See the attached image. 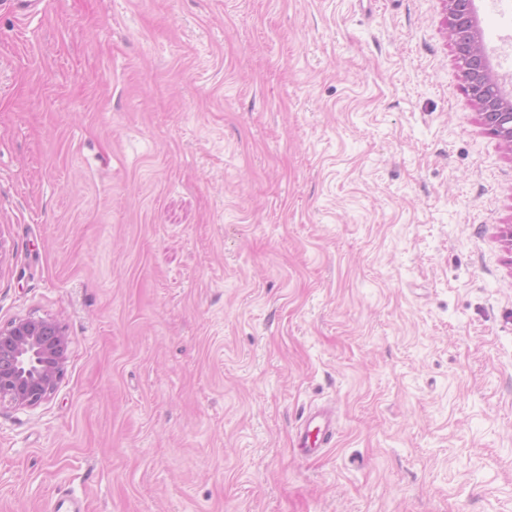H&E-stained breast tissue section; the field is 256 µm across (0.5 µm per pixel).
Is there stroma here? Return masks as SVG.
<instances>
[{
    "mask_svg": "<svg viewBox=\"0 0 512 512\" xmlns=\"http://www.w3.org/2000/svg\"><path fill=\"white\" fill-rule=\"evenodd\" d=\"M510 224L441 0L0 5V512H512ZM68 337L53 319L20 318L0 329V409H31L56 391ZM336 431V418L331 409H310L297 428L296 442L304 453L317 452L331 444Z\"/></svg>",
    "mask_w": 512,
    "mask_h": 512,
    "instance_id": "35a3bbf8",
    "label": "stroma"
}]
</instances>
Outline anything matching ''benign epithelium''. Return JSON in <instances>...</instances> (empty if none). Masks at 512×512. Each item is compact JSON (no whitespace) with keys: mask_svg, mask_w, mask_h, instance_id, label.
Listing matches in <instances>:
<instances>
[{"mask_svg":"<svg viewBox=\"0 0 512 512\" xmlns=\"http://www.w3.org/2000/svg\"><path fill=\"white\" fill-rule=\"evenodd\" d=\"M442 3L464 91L490 134L512 151V99L490 73L472 0ZM68 344L53 319L20 318L1 328L0 409H31L49 399L64 375Z\"/></svg>","mask_w":512,"mask_h":512,"instance_id":"obj_1","label":"benign epithelium"}]
</instances>
